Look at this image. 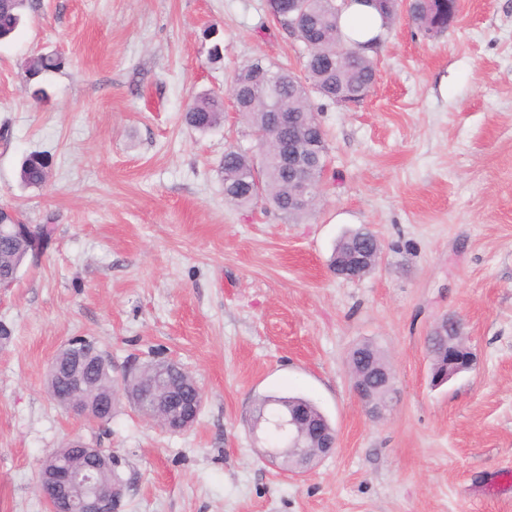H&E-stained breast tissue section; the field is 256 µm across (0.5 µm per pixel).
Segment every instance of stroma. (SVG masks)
<instances>
[{
  "instance_id": "1",
  "label": "stroma",
  "mask_w": 512,
  "mask_h": 512,
  "mask_svg": "<svg viewBox=\"0 0 512 512\" xmlns=\"http://www.w3.org/2000/svg\"><path fill=\"white\" fill-rule=\"evenodd\" d=\"M48 53L66 65L36 104L25 65ZM257 57L302 63L267 0H36L0 43V203L53 227L0 292V512H48L41 462L76 436L118 456L119 512H512V0H460L435 36L398 17L363 101L313 99L330 162L298 224L226 201L225 151L255 148L232 102L209 131L182 121ZM34 151L52 159L39 188L19 180ZM363 226L378 266L337 277V241ZM447 315L475 365L438 386L425 338ZM75 336L118 374L175 360L202 392L195 423L166 431L123 397L102 426L57 404L47 371ZM364 341L395 390L380 420L351 389ZM271 392L312 400L334 453L269 461L251 417ZM372 356L381 364L389 368L387 359L383 352L372 342L366 341L354 347L349 354V369L352 378L361 376L364 373L366 361Z\"/></svg>"
}]
</instances>
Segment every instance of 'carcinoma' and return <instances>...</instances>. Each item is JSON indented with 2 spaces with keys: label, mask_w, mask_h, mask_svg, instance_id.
Wrapping results in <instances>:
<instances>
[{
  "label": "carcinoma",
  "mask_w": 512,
  "mask_h": 512,
  "mask_svg": "<svg viewBox=\"0 0 512 512\" xmlns=\"http://www.w3.org/2000/svg\"><path fill=\"white\" fill-rule=\"evenodd\" d=\"M33 0H0V41L9 39L22 24L26 10ZM454 0H432L427 9L413 3L409 15L412 21L426 33H441L448 28V4ZM268 7L278 23L291 32L299 43L303 58V73L298 75L283 66H274L261 58L241 65L235 73L230 92L237 112L251 129L258 142L267 140L271 130L272 104L276 103L294 113L297 118L308 119L311 125L302 124L294 128L300 144L312 137L327 139L321 121L311 106L316 95L332 104L360 102L371 91L376 82L375 57L385 44L377 39L368 45H349L339 26L340 11L336 0H268ZM375 10L387 26L400 10L399 0H379ZM303 14L300 23H293L297 14ZM65 60L54 54H42L31 58L26 67L27 83L31 96L42 101L47 93L42 85L44 74L59 71ZM277 90L276 102H271L267 93L268 84ZM224 117L222 96L205 93L196 97L184 113L185 123L199 131H207L219 125ZM49 155L31 153L23 160L20 182L27 187L43 186L49 176ZM224 180V197L238 206H249L257 201L256 195L273 205L295 223L300 222L311 211V207L297 202L294 188L288 176L270 162H255L254 156L240 149L224 154L221 162ZM374 235L365 227L358 228L342 237L334 249L330 262L336 270V262L345 258L363 245L364 238ZM28 257V243L10 229L0 230V277L6 278L22 268ZM433 370L441 373L447 359L448 341L441 338L431 342ZM376 358L388 365L383 352L366 341L354 347L349 354L351 376L364 373L366 361ZM66 361L58 360L48 370L47 389L54 401L61 404L70 400L86 407L101 422L112 419L114 404L119 395L132 399L143 386L155 381V362L142 366L139 377L112 374V363L96 366L88 371L87 381L81 392L74 394L63 380ZM289 409H302L325 427L331 423L320 409L302 395L271 394L260 397L254 407L252 420L275 419Z\"/></svg>",
  "instance_id": "cac0c4a2"
}]
</instances>
